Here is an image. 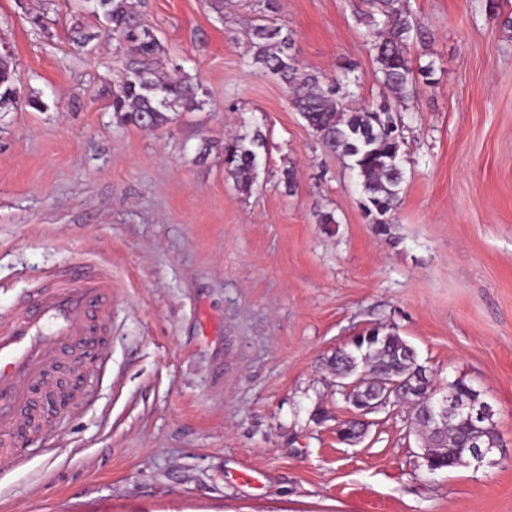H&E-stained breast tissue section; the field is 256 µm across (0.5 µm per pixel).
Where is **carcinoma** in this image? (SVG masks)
I'll use <instances>...</instances> for the list:
<instances>
[{
    "label": "carcinoma",
    "mask_w": 512,
    "mask_h": 512,
    "mask_svg": "<svg viewBox=\"0 0 512 512\" xmlns=\"http://www.w3.org/2000/svg\"><path fill=\"white\" fill-rule=\"evenodd\" d=\"M101 14L105 33L126 47L131 62L112 90V112L125 125L144 130L168 125L181 110L200 106L201 84L188 75L177 77L159 68L163 51L152 30L141 24L129 0H87ZM370 11L363 19L370 27L371 51L378 65L380 80L401 106L416 94L420 86L433 83L435 68L428 63L413 67L407 49L413 42L427 40V30L413 18L407 0H369ZM256 53L254 63L262 65L285 85L293 103L323 145L349 161L361 189L363 206L377 224L391 223L404 181L401 164L399 125L391 115L392 107L363 106L345 110L342 82L328 81L304 70L292 49L295 33L285 25H259L253 29ZM12 57L0 55V110L18 103ZM263 146L259 133L238 134L224 143V168L242 191L251 190L258 167L257 149ZM378 340L375 345L352 346L332 360L334 370L342 374L364 367L369 372L365 387L374 389L393 374L410 371V357L400 344V336L380 327L369 330ZM476 389L463 379L442 388V393L462 400L472 398ZM404 396L412 404L411 423L425 444L423 459L432 471L454 468L469 458L474 441L501 447L494 421L471 423L453 417L435 423L429 416L424 389H410Z\"/></svg>",
    "instance_id": "obj_1"
}]
</instances>
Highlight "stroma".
Listing matches in <instances>:
<instances>
[{"label":"stroma","mask_w":512,"mask_h":512,"mask_svg":"<svg viewBox=\"0 0 512 512\" xmlns=\"http://www.w3.org/2000/svg\"><path fill=\"white\" fill-rule=\"evenodd\" d=\"M499 2L496 18L486 0H409L429 33L410 57L436 75L400 112L405 179L383 225L250 64V27L285 25L305 70L353 67L347 109L390 102L357 20L366 0H142L164 66L202 84L201 108L154 130L114 117L129 58L87 0H0L15 84L42 103L0 112V312L68 262L112 271L110 367L63 371L84 403L0 462V512H512V0ZM78 27L95 35L80 48ZM256 131L244 192L223 145ZM374 326L438 385L465 380L492 405L493 463L428 471L399 406L370 414L361 441L338 437L349 405L330 359Z\"/></svg>","instance_id":"35a3bbf8"}]
</instances>
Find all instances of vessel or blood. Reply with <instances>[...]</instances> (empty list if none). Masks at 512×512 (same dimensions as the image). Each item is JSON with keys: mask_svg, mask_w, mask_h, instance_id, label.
Here are the masks:
<instances>
[{"mask_svg": "<svg viewBox=\"0 0 512 512\" xmlns=\"http://www.w3.org/2000/svg\"><path fill=\"white\" fill-rule=\"evenodd\" d=\"M112 274L86 260L58 268L0 314V459L13 460L15 435L42 428L32 387L51 390L59 368L105 370Z\"/></svg>", "mask_w": 512, "mask_h": 512, "instance_id": "obj_1", "label": "vessel or blood"}]
</instances>
